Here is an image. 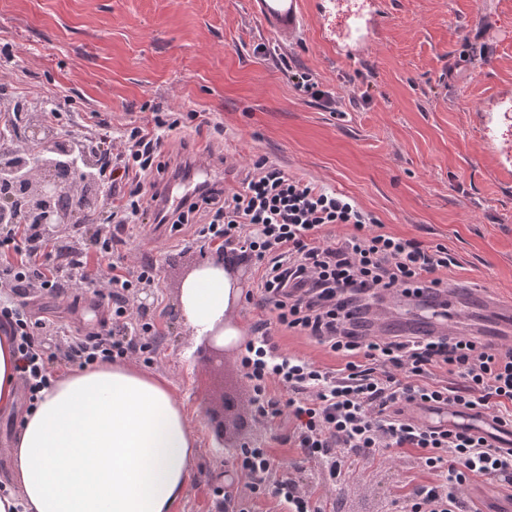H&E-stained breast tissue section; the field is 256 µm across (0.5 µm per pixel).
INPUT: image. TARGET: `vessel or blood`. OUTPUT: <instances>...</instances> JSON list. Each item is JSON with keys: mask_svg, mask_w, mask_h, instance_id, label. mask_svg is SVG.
I'll return each mask as SVG.
<instances>
[{"mask_svg": "<svg viewBox=\"0 0 512 512\" xmlns=\"http://www.w3.org/2000/svg\"><path fill=\"white\" fill-rule=\"evenodd\" d=\"M384 5L385 0H248V11L282 49L293 47L309 19H317L325 41L355 62L370 55L387 18ZM476 118L484 135L493 134L512 120V92L500 91L478 106Z\"/></svg>", "mask_w": 512, "mask_h": 512, "instance_id": "vessel-or-blood-1", "label": "vessel or blood"}]
</instances>
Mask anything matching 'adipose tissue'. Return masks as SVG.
<instances>
[{"mask_svg":"<svg viewBox=\"0 0 512 512\" xmlns=\"http://www.w3.org/2000/svg\"><path fill=\"white\" fill-rule=\"evenodd\" d=\"M237 281L221 265L183 282L182 312L200 335L242 334L232 316ZM196 439L168 380L121 363L66 375L25 414L12 450L18 493L0 512H173L194 462Z\"/></svg>","mask_w":512,"mask_h":512,"instance_id":"adipose-tissue-1","label":"adipose tissue"}]
</instances>
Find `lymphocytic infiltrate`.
<instances>
[{
	"mask_svg": "<svg viewBox=\"0 0 512 512\" xmlns=\"http://www.w3.org/2000/svg\"><path fill=\"white\" fill-rule=\"evenodd\" d=\"M176 112L159 113L153 130H127L120 148L105 147L96 179L101 188L131 191L92 225L74 274L58 271V252L40 224L0 225V288L39 289L63 299L83 286L90 260L103 261L97 277L106 288L97 328L72 337L65 354L44 343L46 322L20 309H1L0 327L15 341L25 398L35 402L54 381L57 361L84 369L117 359L152 363L159 332L137 306L142 288L153 285V264L125 262L114 254L116 232L132 224H194L200 241L220 243L227 266L253 269L256 291L275 314L274 324L255 327L238 358L253 393L251 412L262 422L285 419L300 453L317 461L328 481L342 474L354 452L376 455L392 448L418 451L422 467L437 477L393 501V512H460V491L479 477L512 488V448L491 443L471 426L419 421L411 408H464L492 413L512 427V346L496 347L478 336H380L370 331L368 302L386 296L419 299L440 288V275L454 266L446 246L385 231L353 199L258 159L239 166L237 187L200 186L175 210L163 208L158 176L169 133L180 127ZM349 234L329 240L334 226ZM306 336L341 361L332 369L282 351L271 328ZM463 379L460 387L428 382L432 368ZM283 461L261 444L240 448L225 487H239V512L274 500L282 512H322L312 494L284 476Z\"/></svg>",
	"mask_w": 512,
	"mask_h": 512,
	"instance_id": "f902f5d3",
	"label": "lymphocytic infiltrate"
}]
</instances>
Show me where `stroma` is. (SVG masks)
<instances>
[{
    "mask_svg": "<svg viewBox=\"0 0 512 512\" xmlns=\"http://www.w3.org/2000/svg\"><path fill=\"white\" fill-rule=\"evenodd\" d=\"M498 24L512 27V0H389L372 55L350 62L314 24L294 49H279L246 0H0V48L12 47L19 64L0 72V82L28 95L61 94L65 136H97L106 120L117 139L131 125L152 128L154 113H191L169 134L164 161L264 157L350 196L385 231L448 246L458 261L448 275L455 326L510 346L499 314L512 308V167L502 165L512 141H486L474 117L477 105L512 88V38L491 36ZM290 67L310 73L334 109L297 90ZM191 233L188 224H140L114 241L127 260L157 269L145 314L162 337L153 363L133 366L169 380L196 438L176 512H237V495L222 489L243 444L271 446L324 512H388L394 495L433 482L404 448L350 456L344 478L329 486L315 461L283 443L290 426L282 419H250L216 437L213 398L249 392L237 347L226 349L223 365L210 363L179 308L183 280L217 257L215 246L190 243ZM26 302L49 322L45 342L62 350L74 326L103 316L89 288L73 303L35 292ZM25 411L0 412V490L17 486L11 450ZM461 499L480 512H512L493 478L471 481Z\"/></svg>",
    "mask_w": 512,
    "mask_h": 512,
    "instance_id": "35a3bbf8",
    "label": "stroma"
}]
</instances>
